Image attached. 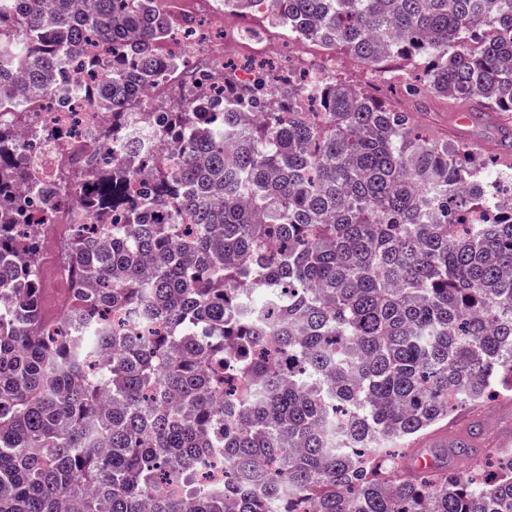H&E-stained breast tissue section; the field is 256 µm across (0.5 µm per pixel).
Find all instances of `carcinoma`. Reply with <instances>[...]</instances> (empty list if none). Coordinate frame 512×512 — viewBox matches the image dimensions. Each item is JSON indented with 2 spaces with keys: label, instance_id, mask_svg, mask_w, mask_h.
Returning a JSON list of instances; mask_svg holds the SVG:
<instances>
[{
  "label": "carcinoma",
  "instance_id": "1",
  "mask_svg": "<svg viewBox=\"0 0 512 512\" xmlns=\"http://www.w3.org/2000/svg\"><path fill=\"white\" fill-rule=\"evenodd\" d=\"M269 3L512 131V0ZM170 30L154 0H0V512H512V450L488 473L406 470L393 448L512 392V209L493 210L512 159L489 171L334 77L159 61ZM72 62L122 155L45 180L23 93L67 107ZM162 76L176 103L152 107ZM62 205L76 278L48 321L30 220Z\"/></svg>",
  "mask_w": 512,
  "mask_h": 512
}]
</instances>
